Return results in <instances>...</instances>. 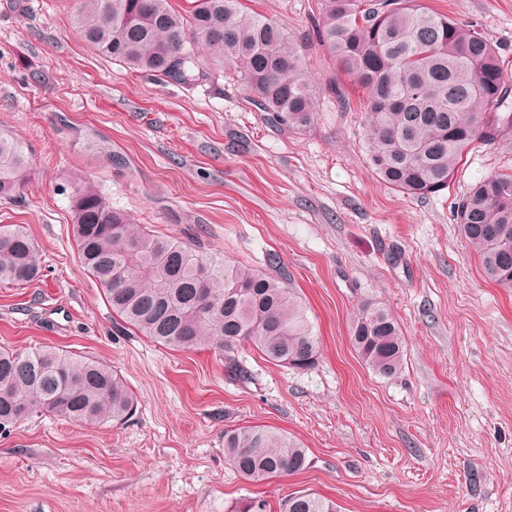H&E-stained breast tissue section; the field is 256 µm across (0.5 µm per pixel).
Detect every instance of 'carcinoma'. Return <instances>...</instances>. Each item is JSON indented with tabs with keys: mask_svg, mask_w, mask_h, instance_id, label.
Wrapping results in <instances>:
<instances>
[{
	"mask_svg": "<svg viewBox=\"0 0 512 512\" xmlns=\"http://www.w3.org/2000/svg\"><path fill=\"white\" fill-rule=\"evenodd\" d=\"M319 35L347 75L365 90L368 165L390 188L426 197L448 188L464 153L478 141L512 148V88L496 48L472 26L422 0H319ZM74 25L86 42L131 69L174 85L208 78L205 63L231 68L269 120L290 129L311 124L315 89L304 46L242 0H194L188 14L169 0H78ZM31 162L23 144L0 132V198L20 196ZM78 258L97 280L119 324L173 350L232 352L255 347L293 369L314 365L318 337L295 289L282 279L203 255L155 234L112 208L85 180L72 187ZM453 220L485 276L512 289V174L476 184ZM33 239L0 225V282L38 277ZM351 343L375 373L396 375L404 360L399 327L381 307L361 308ZM136 409L123 379L96 361L63 350L0 347V434L37 412L86 424L121 422ZM224 462L262 482L307 467L306 450L265 425L224 431ZM279 512H337L308 491Z\"/></svg>",
	"mask_w": 512,
	"mask_h": 512,
	"instance_id": "1",
	"label": "carcinoma"
}]
</instances>
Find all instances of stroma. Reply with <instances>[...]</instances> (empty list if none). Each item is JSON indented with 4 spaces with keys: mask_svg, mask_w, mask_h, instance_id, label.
I'll return each mask as SVG.
<instances>
[{
    "mask_svg": "<svg viewBox=\"0 0 512 512\" xmlns=\"http://www.w3.org/2000/svg\"><path fill=\"white\" fill-rule=\"evenodd\" d=\"M426 3L475 25L512 84V0ZM246 4L304 46L305 130L268 123L230 70L172 85L103 57L74 26L76 0H0V131L33 162L22 201L0 199V224L22 225L42 265L30 284L0 283V346L94 359L138 400L120 423L38 414L0 436V512H236L299 490L340 512H512V289L485 277L452 217L472 184L512 174V149L477 142L438 194L392 190L366 160L363 92L317 37L319 0ZM85 177L134 222L283 277L320 340L315 366L248 346L241 380L225 356L119 327L73 242L71 185ZM368 304L399 325L397 376L351 344ZM250 424L296 437L307 468L243 480L224 432Z\"/></svg>",
    "mask_w": 512,
    "mask_h": 512,
    "instance_id": "stroma-1",
    "label": "stroma"
}]
</instances>
